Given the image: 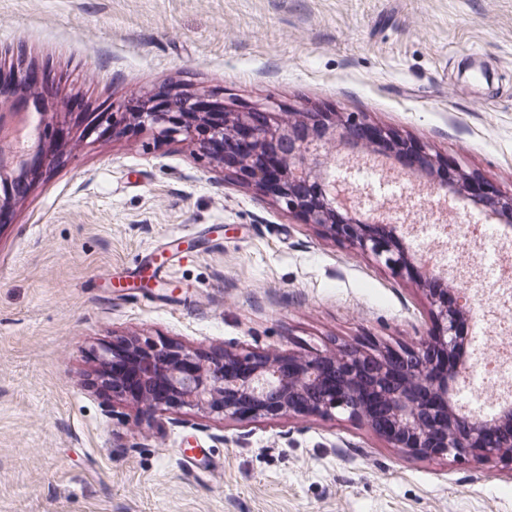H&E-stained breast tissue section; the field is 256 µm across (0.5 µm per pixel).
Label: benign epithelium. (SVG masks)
Segmentation results:
<instances>
[{"instance_id":"1","label":"benign epithelium","mask_w":512,"mask_h":512,"mask_svg":"<svg viewBox=\"0 0 512 512\" xmlns=\"http://www.w3.org/2000/svg\"><path fill=\"white\" fill-rule=\"evenodd\" d=\"M273 118L271 112L243 114L223 105L206 107L201 96L178 93L165 94L161 106L149 97L100 114L109 127L126 124L180 135L218 165L232 167L238 179L265 191L268 181L253 180L254 170L285 167L291 181L276 184L274 198L280 205L304 215L326 234L357 244L397 272L413 275L385 239L382 225L339 222L336 189L324 190L300 167L303 155L320 152L336 138L349 142L369 124L353 114L326 112L302 113L289 128ZM427 291L437 327L421 356H363L355 351L331 363L320 355L255 360L226 352L224 363L204 373L176 347L127 345L121 359L129 364L130 385L113 383L115 393L138 402L151 396L167 408L193 404L240 417L337 413L367 420L393 447L407 452L489 462L495 449L512 446V416L501 427L477 426L448 413V389L434 394L431 355L457 353L460 310L448 303L447 291L431 284ZM264 375L274 377L275 385L258 392L256 379Z\"/></svg>"}]
</instances>
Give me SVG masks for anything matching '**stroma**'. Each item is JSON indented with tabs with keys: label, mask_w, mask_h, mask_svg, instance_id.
Returning a JSON list of instances; mask_svg holds the SVG:
<instances>
[{
	"label": "stroma",
	"mask_w": 512,
	"mask_h": 512,
	"mask_svg": "<svg viewBox=\"0 0 512 512\" xmlns=\"http://www.w3.org/2000/svg\"><path fill=\"white\" fill-rule=\"evenodd\" d=\"M30 71L49 77L43 99L78 106L42 140L53 163L0 206V512H512L499 462L408 454L338 414L155 410L98 374L125 342L204 366L227 351L422 352L423 281L456 294L461 275L406 227L498 224L490 207L456 191L432 213L427 172L407 199L376 194L411 277L186 140L92 124L162 89L241 112H354L512 197V0H0V77ZM167 236L187 251L181 298L117 299L112 272ZM189 438L220 468L186 474L173 451Z\"/></svg>",
	"instance_id": "stroma-1"
}]
</instances>
